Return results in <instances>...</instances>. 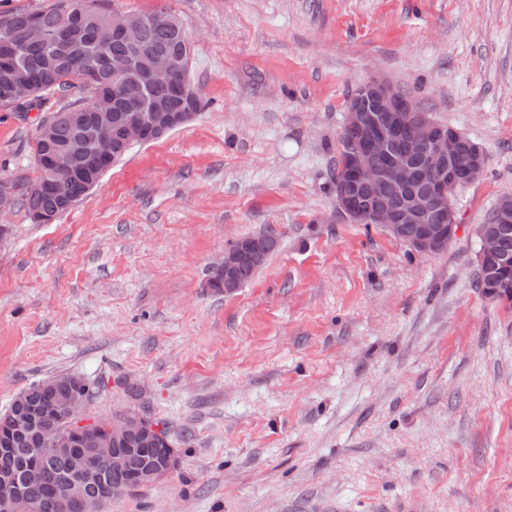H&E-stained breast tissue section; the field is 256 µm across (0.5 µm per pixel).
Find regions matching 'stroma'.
<instances>
[{"mask_svg":"<svg viewBox=\"0 0 512 512\" xmlns=\"http://www.w3.org/2000/svg\"><path fill=\"white\" fill-rule=\"evenodd\" d=\"M162 6L206 106L51 223L0 215V414L71 374L89 417L164 422L179 469L98 512H512V301L475 263L512 195V0L106 2ZM375 77L487 155L439 255L336 206L349 97ZM90 99L0 106V179L35 181L42 115ZM270 230L254 278L212 292L225 248Z\"/></svg>","mask_w":512,"mask_h":512,"instance_id":"obj_1","label":"stroma"}]
</instances>
